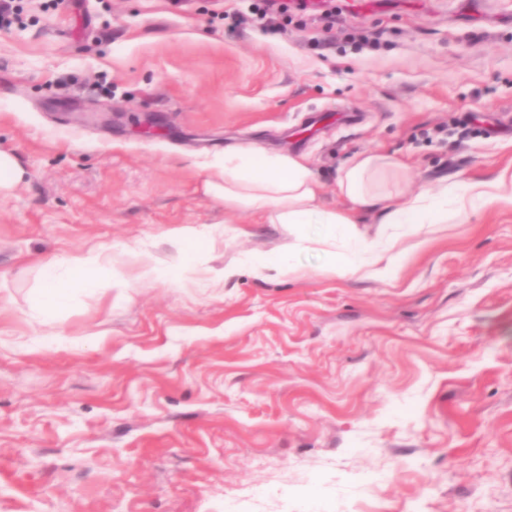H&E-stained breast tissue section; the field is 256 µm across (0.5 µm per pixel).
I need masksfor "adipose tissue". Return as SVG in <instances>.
<instances>
[{
  "mask_svg": "<svg viewBox=\"0 0 512 512\" xmlns=\"http://www.w3.org/2000/svg\"><path fill=\"white\" fill-rule=\"evenodd\" d=\"M210 166L214 173L203 183L207 196L224 202L226 207L249 212L258 223L287 225L295 236L296 248L316 246L325 252V270L331 274L357 267L367 276L381 279L404 257L393 243L366 239L358 229L360 212L378 213L381 223L405 224L415 234L427 224L454 223L477 203H512V188L503 177L472 182L461 189L446 187L436 195L420 192L403 198L401 193L382 188L380 175L394 163L377 153L355 155L337 177L336 192L350 203L345 210L324 204L323 184L302 156H273L240 149L225 152ZM340 236L362 254L359 265L336 253ZM168 239L177 253L175 267L163 266L151 252L142 251L138 254L139 278L180 283L185 271L200 267L212 245L213 231L186 224L172 229ZM106 277L119 285L125 282L124 269L108 247L44 262L34 309L38 323L53 325L75 295L94 293Z\"/></svg>",
  "mask_w": 512,
  "mask_h": 512,
  "instance_id": "adipose-tissue-1",
  "label": "adipose tissue"
}]
</instances>
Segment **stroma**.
Masks as SVG:
<instances>
[{
    "label": "stroma",
    "instance_id": "1",
    "mask_svg": "<svg viewBox=\"0 0 512 512\" xmlns=\"http://www.w3.org/2000/svg\"><path fill=\"white\" fill-rule=\"evenodd\" d=\"M20 0L0 30V512H512V206L329 275L203 192L204 161L306 156L329 206L360 153L410 196L512 174V0ZM152 118L159 134L140 131ZM218 225L222 286L139 279ZM111 246L128 286L53 328L39 261ZM23 180V170L16 157L0 151V194L11 191ZM251 270L257 278H267L271 271L277 272V274L296 272L297 268L280 258V259H263L254 261L251 265Z\"/></svg>",
    "mask_w": 512,
    "mask_h": 512
}]
</instances>
